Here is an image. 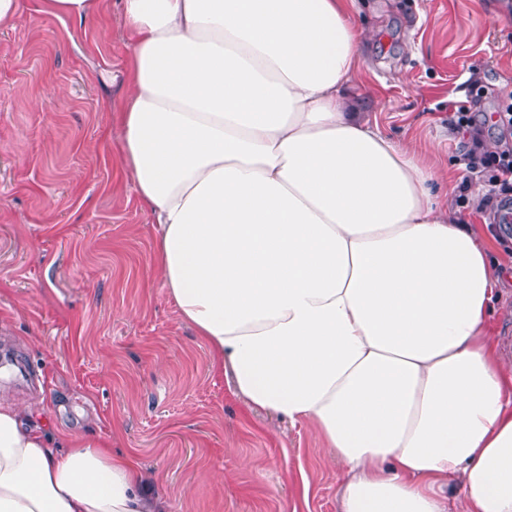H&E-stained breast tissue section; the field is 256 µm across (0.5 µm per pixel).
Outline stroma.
<instances>
[{"label": "stroma", "instance_id": "35a3bbf8", "mask_svg": "<svg viewBox=\"0 0 512 512\" xmlns=\"http://www.w3.org/2000/svg\"><path fill=\"white\" fill-rule=\"evenodd\" d=\"M352 18L367 39L348 95L422 152L460 222L498 223L475 210L487 188L466 181L471 139L448 112L474 72L477 110L512 91V0H354ZM130 55L119 0L84 23L20 0L0 27V396L130 454L169 512H336L342 472L319 439L232 394L156 272L112 138Z\"/></svg>", "mask_w": 512, "mask_h": 512}]
</instances>
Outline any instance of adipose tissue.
Returning a JSON list of instances; mask_svg holds the SVG:
<instances>
[{
	"mask_svg": "<svg viewBox=\"0 0 512 512\" xmlns=\"http://www.w3.org/2000/svg\"><path fill=\"white\" fill-rule=\"evenodd\" d=\"M352 0H122L112 119L157 271L247 404L310 429L338 512H512L499 273L434 168L347 99ZM0 512H168L110 443L0 397Z\"/></svg>",
	"mask_w": 512,
	"mask_h": 512,
	"instance_id": "obj_1",
	"label": "adipose tissue"
}]
</instances>
